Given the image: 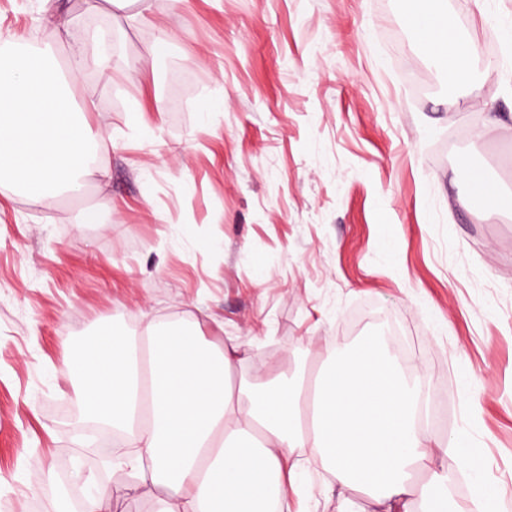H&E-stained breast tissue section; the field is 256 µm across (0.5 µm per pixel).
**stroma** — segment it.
Segmentation results:
<instances>
[{"instance_id": "obj_1", "label": "stroma", "mask_w": 512, "mask_h": 512, "mask_svg": "<svg viewBox=\"0 0 512 512\" xmlns=\"http://www.w3.org/2000/svg\"><path fill=\"white\" fill-rule=\"evenodd\" d=\"M448 18L480 43L512 0H456ZM102 34L124 71L85 69L72 98L112 147L77 194L0 197V512H55L79 470L108 483L64 367L147 317L247 347L246 378L305 376L332 343L396 330L453 404L435 436L465 435L512 501V212L459 204L469 167L512 192V47L454 85L408 0H152L136 26L106 0H0V49L47 44L64 66ZM37 459L54 481L30 485ZM329 480L304 463L308 512H340Z\"/></svg>"}]
</instances>
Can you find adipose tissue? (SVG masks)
Here are the masks:
<instances>
[{"label":"adipose tissue","instance_id":"obj_1","mask_svg":"<svg viewBox=\"0 0 512 512\" xmlns=\"http://www.w3.org/2000/svg\"><path fill=\"white\" fill-rule=\"evenodd\" d=\"M433 63L469 81L475 42L447 23V0H410ZM92 133L48 62L0 64V193L78 190ZM239 344L219 346L182 324L143 323L132 336L84 343L67 370L87 420L120 440L108 486L79 474L94 495L85 512L157 489L154 512H292L295 455L318 461L341 504L352 493L371 512H448L449 453L422 421L424 386L406 381L383 346L334 349L320 374L234 379Z\"/></svg>","mask_w":512,"mask_h":512}]
</instances>
